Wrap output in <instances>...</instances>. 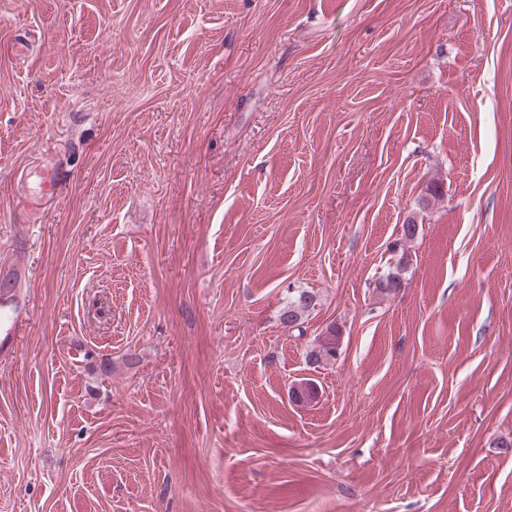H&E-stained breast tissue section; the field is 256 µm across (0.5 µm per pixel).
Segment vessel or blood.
Segmentation results:
<instances>
[{"instance_id":"b4317fda","label":"vessel or blood","mask_w":512,"mask_h":512,"mask_svg":"<svg viewBox=\"0 0 512 512\" xmlns=\"http://www.w3.org/2000/svg\"><path fill=\"white\" fill-rule=\"evenodd\" d=\"M25 260L0 265V356H12L24 335L30 317L28 300L13 287L15 281L29 278Z\"/></svg>"}]
</instances>
